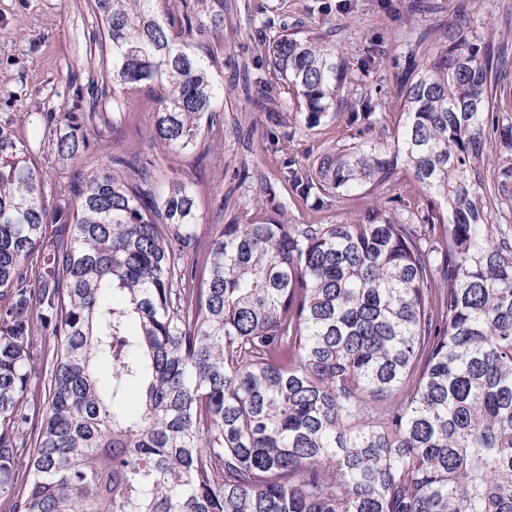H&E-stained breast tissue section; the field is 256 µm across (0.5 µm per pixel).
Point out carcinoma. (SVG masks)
I'll use <instances>...</instances> for the list:
<instances>
[{"label":"carcinoma","mask_w":512,"mask_h":512,"mask_svg":"<svg viewBox=\"0 0 512 512\" xmlns=\"http://www.w3.org/2000/svg\"><path fill=\"white\" fill-rule=\"evenodd\" d=\"M106 88L154 92L153 139L198 149L224 102V0H93ZM471 20L434 38L363 137L286 166L305 202L366 194L343 224L200 234L195 191L112 157L55 191L0 127V503L6 512H512V156L488 180L505 47ZM269 82L319 125L348 66L310 32L260 44ZM56 141L77 161L85 117ZM401 172L423 224L389 213ZM67 223L53 228L61 210ZM204 266L205 277L198 275ZM48 338L44 344L41 338ZM97 363L110 367L106 382ZM139 387L142 405L123 407Z\"/></svg>","instance_id":"obj_1"}]
</instances>
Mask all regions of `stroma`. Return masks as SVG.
Segmentation results:
<instances>
[{
    "label": "stroma",
    "instance_id": "35a3bbf8",
    "mask_svg": "<svg viewBox=\"0 0 512 512\" xmlns=\"http://www.w3.org/2000/svg\"><path fill=\"white\" fill-rule=\"evenodd\" d=\"M91 0H0V126L11 130L42 168L48 190L66 186L112 156L151 161L159 181L193 187L202 232L287 212L296 224H340L362 210L368 196L335 198L321 209L303 203L281 177L286 163L310 166L322 151L359 136L361 98L392 92L423 29L440 31L460 11L473 19L475 40L489 30L512 34V0H227L224 48L219 56L230 90L199 150L175 155L151 138V92L99 98L84 131L80 162L58 156L53 142L67 131L62 113L89 108L91 80L101 66L92 45L98 22ZM312 31L334 46L348 65L346 103L336 116L310 128L287 114L280 90L264 86L255 45L265 21ZM270 200L256 204L260 186ZM387 209L421 223L429 207L408 175L385 188Z\"/></svg>",
    "mask_w": 512,
    "mask_h": 512
}]
</instances>
